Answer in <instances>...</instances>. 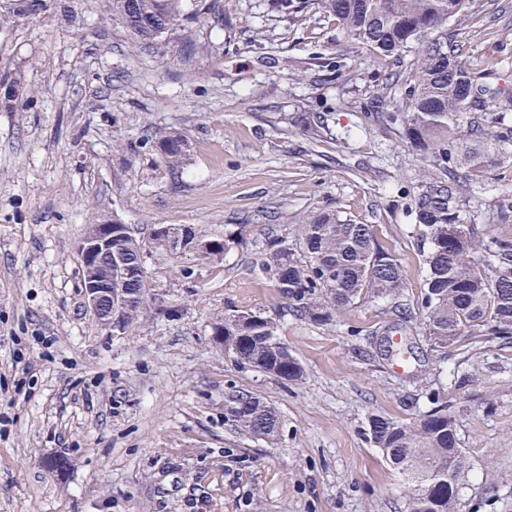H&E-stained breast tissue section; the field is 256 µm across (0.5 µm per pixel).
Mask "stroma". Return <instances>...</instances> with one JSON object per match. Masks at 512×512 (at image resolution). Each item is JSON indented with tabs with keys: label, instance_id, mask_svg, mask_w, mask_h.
I'll return each mask as SVG.
<instances>
[{
	"label": "stroma",
	"instance_id": "1",
	"mask_svg": "<svg viewBox=\"0 0 512 512\" xmlns=\"http://www.w3.org/2000/svg\"><path fill=\"white\" fill-rule=\"evenodd\" d=\"M189 43L139 51L74 0L0 27V73L21 72L23 106L0 110V512H409L402 477L366 439L369 415L409 423L446 402L464 470L455 512H512V336L433 350L411 312L406 369L387 353L391 303L370 298L317 325L290 311L261 268L324 210L372 225L416 299L426 269L415 236L425 163L396 126L365 118L385 61L315 5L220 0ZM464 52L512 89V0H475ZM155 129L187 142L170 170ZM512 165L463 194L461 223L484 229ZM118 218L141 238L160 225L233 234L218 258L150 249L143 309L101 327L82 292L77 246ZM230 309L273 322L302 366L286 382L224 354ZM245 390L281 419L276 443L224 421ZM65 457L63 473L46 457Z\"/></svg>",
	"mask_w": 512,
	"mask_h": 512
}]
</instances>
